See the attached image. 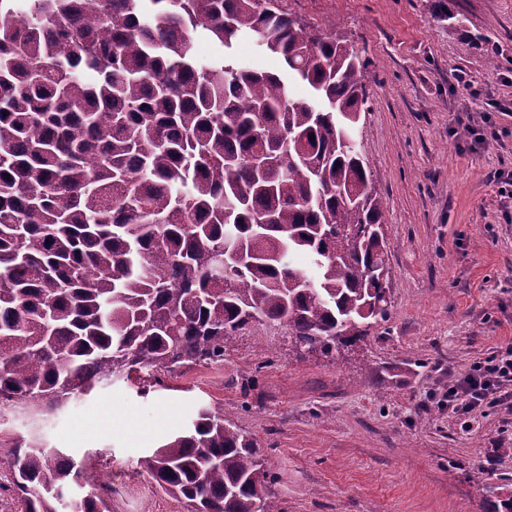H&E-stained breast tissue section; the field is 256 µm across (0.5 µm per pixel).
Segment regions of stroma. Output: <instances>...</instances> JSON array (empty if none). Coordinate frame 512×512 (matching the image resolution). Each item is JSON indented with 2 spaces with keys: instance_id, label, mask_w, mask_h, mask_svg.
<instances>
[{
  "instance_id": "1",
  "label": "stroma",
  "mask_w": 512,
  "mask_h": 512,
  "mask_svg": "<svg viewBox=\"0 0 512 512\" xmlns=\"http://www.w3.org/2000/svg\"><path fill=\"white\" fill-rule=\"evenodd\" d=\"M447 3L441 17L435 0H278L369 62L355 134L385 205L387 321L335 360L260 325L223 362L155 386L115 377L29 419L5 406L0 446L34 433L89 463L125 489L112 512H188L136 463L208 406L257 439L285 512H492L512 498V401L467 419L441 403L449 375L512 344V0Z\"/></svg>"
}]
</instances>
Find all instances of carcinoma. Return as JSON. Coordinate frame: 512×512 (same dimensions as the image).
Returning a JSON list of instances; mask_svg holds the SVG:
<instances>
[{
  "label": "carcinoma",
  "mask_w": 512,
  "mask_h": 512,
  "mask_svg": "<svg viewBox=\"0 0 512 512\" xmlns=\"http://www.w3.org/2000/svg\"><path fill=\"white\" fill-rule=\"evenodd\" d=\"M200 32L257 35L313 98L200 61ZM368 81L277 0H0V405L222 362L258 324L330 357L386 321ZM7 458L18 512H109L62 449L22 436ZM138 466L190 512H284L257 442L208 407Z\"/></svg>",
  "instance_id": "1"
}]
</instances>
